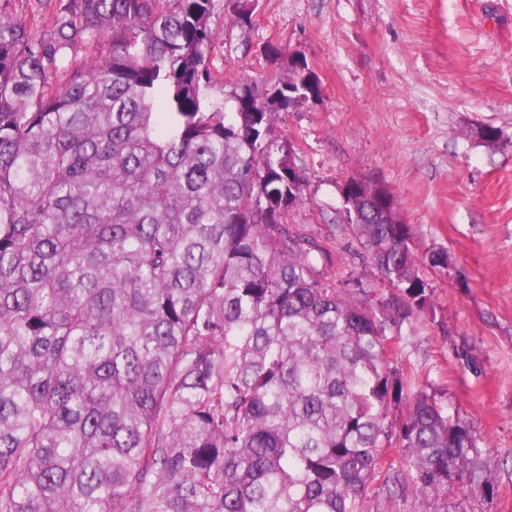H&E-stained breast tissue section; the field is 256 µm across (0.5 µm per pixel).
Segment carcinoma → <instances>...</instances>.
Here are the masks:
<instances>
[{
    "instance_id": "1",
    "label": "carcinoma",
    "mask_w": 512,
    "mask_h": 512,
    "mask_svg": "<svg viewBox=\"0 0 512 512\" xmlns=\"http://www.w3.org/2000/svg\"><path fill=\"white\" fill-rule=\"evenodd\" d=\"M52 2L36 38L0 0V512L494 500L473 421L391 366L432 293L392 196L344 206L397 291L378 313L288 223L307 179L275 121L318 101L306 59L226 112L214 0Z\"/></svg>"
}]
</instances>
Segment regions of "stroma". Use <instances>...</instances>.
<instances>
[{
	"label": "stroma",
	"instance_id": "1",
	"mask_svg": "<svg viewBox=\"0 0 512 512\" xmlns=\"http://www.w3.org/2000/svg\"><path fill=\"white\" fill-rule=\"evenodd\" d=\"M232 11L215 0L213 99L230 78L284 76L297 53L319 81L318 101L280 113L277 130L308 177L288 221L328 244V281L354 274L373 308L391 294L339 229L352 177L386 187L420 252L448 256L445 268L422 264L435 314L403 324L391 365L473 420L499 493L489 504L410 491L368 512H512V0H258L248 28ZM477 124L501 141L469 138ZM462 344L476 369L456 359Z\"/></svg>",
	"mask_w": 512,
	"mask_h": 512
}]
</instances>
